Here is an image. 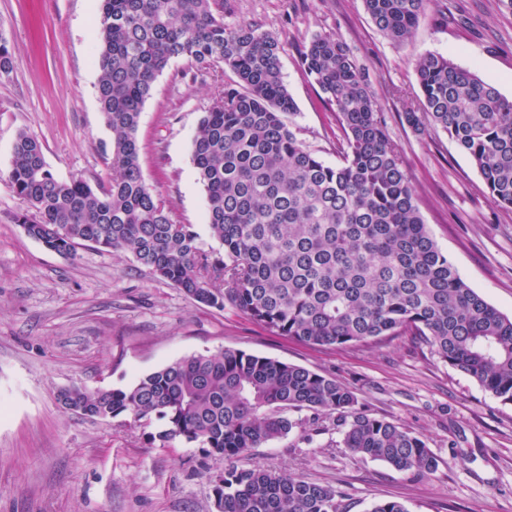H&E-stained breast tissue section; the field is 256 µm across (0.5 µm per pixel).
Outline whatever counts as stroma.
<instances>
[{
  "label": "stroma",
  "instance_id": "35a3bbf8",
  "mask_svg": "<svg viewBox=\"0 0 512 512\" xmlns=\"http://www.w3.org/2000/svg\"><path fill=\"white\" fill-rule=\"evenodd\" d=\"M99 0H0L13 70L0 78V512H215L222 460L151 441L160 420L124 425L64 410L60 389L120 388L181 357L239 349L328 374L359 408L427 439L439 469L415 480L340 445L331 417L252 449L250 462L343 492L347 512L379 499L408 512H512V404L485 392L404 335L378 345L308 346L186 297L130 255L91 246L65 257L27 237L25 203L9 179L19 132L42 143L53 173L90 185L112 179V133L96 96ZM224 23H260L279 42L297 138L339 160L331 106L300 52L318 34L341 39L365 68L389 138L403 156L428 231L461 277L512 315V210L487 195L468 157L438 128L415 131V63L434 53L474 69L512 97V8L506 0H441L410 41L385 37L363 0H223ZM179 59L157 78L137 131L146 180L171 217L209 241L207 203L192 162L203 113L232 80Z\"/></svg>",
  "mask_w": 512,
  "mask_h": 512
}]
</instances>
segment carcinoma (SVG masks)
Returning a JSON list of instances; mask_svg holds the SVG:
<instances>
[{
  "label": "carcinoma",
  "instance_id": "cac0c4a2",
  "mask_svg": "<svg viewBox=\"0 0 512 512\" xmlns=\"http://www.w3.org/2000/svg\"><path fill=\"white\" fill-rule=\"evenodd\" d=\"M378 29L409 40L429 3L363 0ZM219 0H102L94 60L97 99L112 131V182L99 189L50 170L39 140L18 133L9 181L26 203L25 234L56 253L81 246L129 254L194 301L229 305L280 336L331 347L410 334L451 368L512 403V317L471 288L429 234L406 164L385 133L382 103L342 41L316 35L301 66L336 112L341 161L329 165L286 123L296 104L279 42L255 23L224 25ZM224 65L235 79L200 118L192 160L207 197L204 247L174 221L145 179L137 130L157 77L173 61ZM416 130L442 129L469 157L486 192L512 209V99L440 54L416 63ZM62 407L101 421L153 418L151 439L224 460L219 512H346L330 485L239 461L304 421L333 415L342 447L417 478L439 461L425 439L358 408L335 377L226 348L193 354L125 388H67Z\"/></svg>",
  "mask_w": 512,
  "mask_h": 512
}]
</instances>
